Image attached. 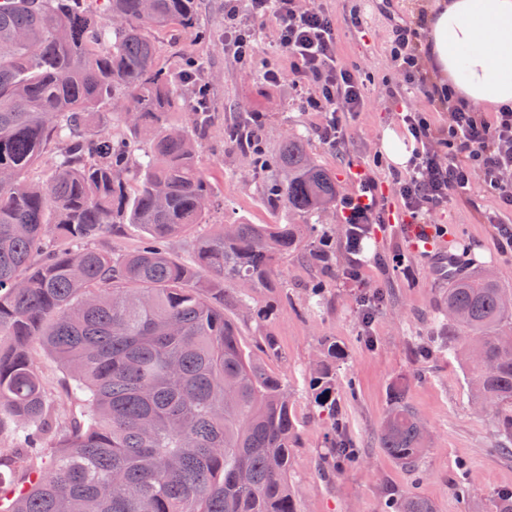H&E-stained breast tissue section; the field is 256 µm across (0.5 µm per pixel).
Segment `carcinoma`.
<instances>
[{
  "label": "carcinoma",
  "mask_w": 512,
  "mask_h": 512,
  "mask_svg": "<svg viewBox=\"0 0 512 512\" xmlns=\"http://www.w3.org/2000/svg\"><path fill=\"white\" fill-rule=\"evenodd\" d=\"M201 25V0H13L0 6V512H297L289 478L296 417L288 386L245 351L224 297L274 288L302 247L299 224H222L183 261L171 239L216 203L198 150L210 105L202 60L164 66L151 32ZM188 87L193 98L182 88ZM120 111L122 128L100 121ZM250 154L267 202L300 214L336 202V179L295 138ZM51 173L28 172L50 145ZM119 224L145 240L103 251ZM322 268L336 251L308 244ZM441 349L470 369L472 400L490 410L496 452L512 455V288L483 270L448 276ZM60 363L61 391L35 347ZM308 389L331 437L328 469L353 464L336 402V339L320 343ZM389 389L381 448L408 468L426 430ZM394 512H434L407 495ZM488 512H512V489Z\"/></svg>",
  "instance_id": "1"
}]
</instances>
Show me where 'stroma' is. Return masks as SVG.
Returning <instances> with one entry per match:
<instances>
[{
  "label": "stroma",
  "instance_id": "stroma-1",
  "mask_svg": "<svg viewBox=\"0 0 512 512\" xmlns=\"http://www.w3.org/2000/svg\"><path fill=\"white\" fill-rule=\"evenodd\" d=\"M436 2L300 0L302 7L320 6L329 12L336 24V53L367 89V107L348 119L345 141L335 149L317 135L324 113L303 106L309 88L291 86L292 61L278 47L273 20L258 23L256 54L245 66L236 64L225 46L224 0H204L208 38L187 30L156 36L165 64L181 63L188 56L208 64L201 81L208 87L214 128L200 149V162L206 171H220L215 186L222 203L211 214V223L310 222L325 228L336 248L335 272H323L292 255L283 267L284 287L251 292L252 308L273 306L270 318L246 317L234 303L224 305L225 316L238 323L247 346L257 349L270 341L277 348L267 364L287 383L296 413L291 481L297 491V512H384L387 497L408 493L428 498L435 512H486L493 492L512 488V459L495 453L493 423L473 404L464 367L438 349L420 357L412 353L415 346L440 333L435 317L448 286L441 258L455 256L456 267L465 271L489 267L501 284L512 288V258L500 254L495 230L485 222L497 208L495 198L476 187L469 197L449 200L432 212L430 223L445 225L448 232L426 248L398 218L397 198L389 197L387 206L396 218L374 227L370 238L364 239L359 254L362 278L353 281L343 274L350 256L339 206L310 217L271 209L244 154L232 149L224 134L236 117L259 112L268 152L277 153L285 139L302 137L312 159L335 176L337 198L356 192L350 170L359 164L379 182L389 183L394 164L383 150V135L388 129H403L388 93L389 86L401 81L389 54L392 28L400 20L430 14ZM354 12L361 16L362 26L352 25ZM269 69L281 71L282 84L265 82ZM319 281L325 286V298L313 307L308 294ZM370 288L383 289L386 301L366 324L360 298ZM326 336L336 338L347 354L336 368V399L359 454L357 464L327 475L319 467L327 422L313 414L308 394L313 361ZM397 381L405 382L408 402L429 436L415 472L379 444L389 389ZM461 476L471 492L466 501L451 490Z\"/></svg>",
  "mask_w": 512,
  "mask_h": 512
}]
</instances>
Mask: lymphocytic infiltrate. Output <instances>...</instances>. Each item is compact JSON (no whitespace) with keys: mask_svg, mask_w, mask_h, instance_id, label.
<instances>
[{"mask_svg":"<svg viewBox=\"0 0 512 512\" xmlns=\"http://www.w3.org/2000/svg\"><path fill=\"white\" fill-rule=\"evenodd\" d=\"M250 18L242 20L239 0H224L227 45L235 62L246 65L254 56L253 21L272 18L278 45L293 62L294 86H310L307 109L325 113L327 120L317 134L329 147L340 146L348 118L364 108V83L336 54V27L329 13L317 7L301 8L299 0H249ZM422 44L415 29L397 26L390 57L402 76L389 95L402 105L403 129L414 149L405 172L393 173L392 189L405 214L417 225V234L428 239L427 215L442 208L454 196L468 195L474 175L499 202L500 212L512 213V106L503 105L492 118L459 104L452 88L434 83L422 64ZM428 104L445 105L449 117L435 125L426 108L408 104L409 95ZM362 191L343 200L347 224L346 247L359 253L363 239L374 225L383 224L377 185L367 170L355 174Z\"/></svg>","mask_w":512,"mask_h":512,"instance_id":"1","label":"lymphocytic infiltrate"}]
</instances>
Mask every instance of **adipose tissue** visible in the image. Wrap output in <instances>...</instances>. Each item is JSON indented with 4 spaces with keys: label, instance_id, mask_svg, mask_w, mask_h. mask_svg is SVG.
<instances>
[{
    "label": "adipose tissue",
    "instance_id": "1",
    "mask_svg": "<svg viewBox=\"0 0 512 512\" xmlns=\"http://www.w3.org/2000/svg\"><path fill=\"white\" fill-rule=\"evenodd\" d=\"M427 28V60L457 100L512 105V0H439Z\"/></svg>",
    "mask_w": 512,
    "mask_h": 512
}]
</instances>
